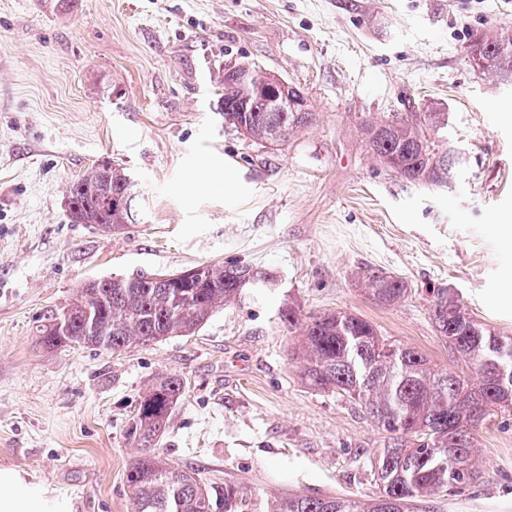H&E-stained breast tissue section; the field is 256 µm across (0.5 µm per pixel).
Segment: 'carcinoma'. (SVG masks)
<instances>
[{"instance_id": "obj_1", "label": "carcinoma", "mask_w": 512, "mask_h": 512, "mask_svg": "<svg viewBox=\"0 0 512 512\" xmlns=\"http://www.w3.org/2000/svg\"><path fill=\"white\" fill-rule=\"evenodd\" d=\"M469 66L497 85L512 82V30L485 34L466 51ZM249 82L220 72L216 111L224 123L257 144L284 145L317 122L315 112L272 109L264 92L266 70L252 65ZM248 103V111L238 108ZM448 124L446 112H413L404 118H368L362 131L379 163L405 181L446 187L461 155L431 139ZM73 224L100 230L138 223L134 182L124 167L103 159L67 190ZM367 294L380 305L395 304L408 284L381 269L362 274ZM275 276L250 263L201 265L189 280L171 273L136 274L88 281L76 301L36 327L47 349L91 347L117 351L167 336H193L214 312L245 298L250 288H271ZM439 336L472 370L450 372L420 350L378 335L367 320L346 311L301 317L287 307L280 321L299 329L303 378L319 389H336L358 404L385 433L375 460L379 491L369 499L311 497L286 493L260 511L246 488L233 480L206 483L191 471L170 468L155 451L159 438L186 393L175 375L157 377L140 397L129 441L142 448L130 464L127 483L135 512H408L436 492L458 493L485 482L476 465L475 431L494 412L512 408V335L478 322L446 290L434 294L430 310Z\"/></svg>"}]
</instances>
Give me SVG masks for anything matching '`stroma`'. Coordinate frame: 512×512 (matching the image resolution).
<instances>
[{
	"instance_id": "35a3bbf8",
	"label": "stroma",
	"mask_w": 512,
	"mask_h": 512,
	"mask_svg": "<svg viewBox=\"0 0 512 512\" xmlns=\"http://www.w3.org/2000/svg\"><path fill=\"white\" fill-rule=\"evenodd\" d=\"M512 25V0H0V469L61 512H133L125 437L161 373L186 394L156 450L205 480L373 497L385 434L293 360L282 307L351 311L379 335L462 363L430 319L434 291L512 334V88L467 45ZM251 62L297 86L317 125L263 147L217 114L213 75ZM444 112L464 155L451 185H413L368 153L367 115ZM137 183L142 221L106 235L69 221L66 187L99 160ZM244 261L277 285L192 336L115 352L49 350L37 325L91 279ZM405 280L374 303L361 269ZM483 484L430 512H512V409L477 435Z\"/></svg>"
}]
</instances>
